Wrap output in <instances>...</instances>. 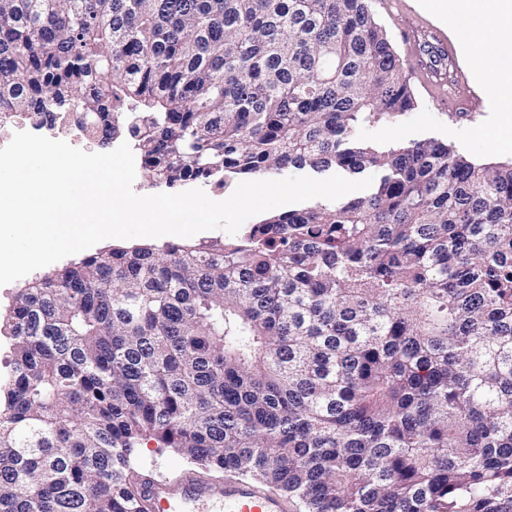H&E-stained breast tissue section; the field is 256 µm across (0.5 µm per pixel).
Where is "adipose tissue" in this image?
<instances>
[{
  "mask_svg": "<svg viewBox=\"0 0 512 512\" xmlns=\"http://www.w3.org/2000/svg\"><path fill=\"white\" fill-rule=\"evenodd\" d=\"M459 37L463 56L475 65L496 64L497 110L512 125V0H419Z\"/></svg>",
  "mask_w": 512,
  "mask_h": 512,
  "instance_id": "obj_1",
  "label": "adipose tissue"
}]
</instances>
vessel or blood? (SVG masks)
Segmentation results:
<instances>
[{"mask_svg": "<svg viewBox=\"0 0 512 512\" xmlns=\"http://www.w3.org/2000/svg\"><path fill=\"white\" fill-rule=\"evenodd\" d=\"M431 101L443 112L468 111L470 99L460 85L436 80ZM139 493L147 512H292L286 497L271 493L258 483L228 480L217 484L195 474L180 483L157 479L144 482Z\"/></svg>", "mask_w": 512, "mask_h": 512, "instance_id": "1", "label": "vessel or blood"}]
</instances>
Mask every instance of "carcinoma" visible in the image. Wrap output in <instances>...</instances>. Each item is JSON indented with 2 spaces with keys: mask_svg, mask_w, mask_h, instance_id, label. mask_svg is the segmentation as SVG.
I'll return each mask as SVG.
<instances>
[{
  "mask_svg": "<svg viewBox=\"0 0 512 512\" xmlns=\"http://www.w3.org/2000/svg\"><path fill=\"white\" fill-rule=\"evenodd\" d=\"M415 108L368 0H0V113L125 126L156 187L377 174L18 289L0 512H146L147 438L296 512H512V164L360 138Z\"/></svg>",
  "mask_w": 512,
  "mask_h": 512,
  "instance_id": "carcinoma-1",
  "label": "carcinoma"
}]
</instances>
